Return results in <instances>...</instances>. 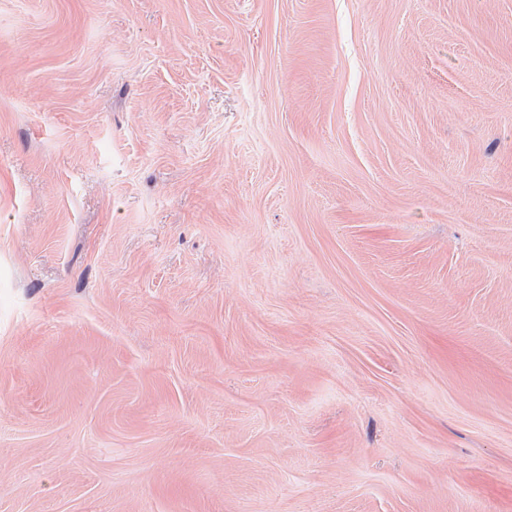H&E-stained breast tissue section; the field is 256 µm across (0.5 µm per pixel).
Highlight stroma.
Segmentation results:
<instances>
[{"mask_svg":"<svg viewBox=\"0 0 512 512\" xmlns=\"http://www.w3.org/2000/svg\"><path fill=\"white\" fill-rule=\"evenodd\" d=\"M0 512H512V0H0Z\"/></svg>","mask_w":512,"mask_h":512,"instance_id":"stroma-1","label":"stroma"}]
</instances>
